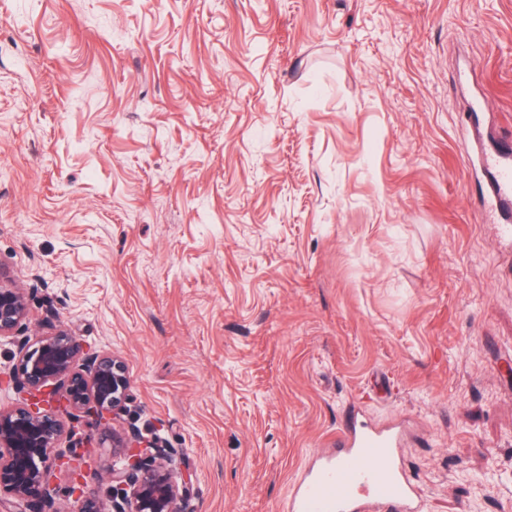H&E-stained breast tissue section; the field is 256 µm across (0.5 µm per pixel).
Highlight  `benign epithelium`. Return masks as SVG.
<instances>
[{
	"mask_svg": "<svg viewBox=\"0 0 512 512\" xmlns=\"http://www.w3.org/2000/svg\"><path fill=\"white\" fill-rule=\"evenodd\" d=\"M27 316L25 293L0 281V339L16 343L21 355L19 367L0 378L18 394L17 406L0 410V490L33 512H57L54 480L64 473L81 499L77 512H187L191 475L173 467L176 450L137 429L112 434L121 461L108 474L110 495L82 496V439L65 430L62 417L79 412L99 426L116 420L129 401L126 368L108 351L84 350L65 329L28 346ZM66 432L69 451L54 452Z\"/></svg>",
	"mask_w": 512,
	"mask_h": 512,
	"instance_id": "obj_1",
	"label": "benign epithelium"
}]
</instances>
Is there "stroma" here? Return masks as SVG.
Masks as SVG:
<instances>
[{
    "label": "stroma",
    "mask_w": 512,
    "mask_h": 512,
    "mask_svg": "<svg viewBox=\"0 0 512 512\" xmlns=\"http://www.w3.org/2000/svg\"><path fill=\"white\" fill-rule=\"evenodd\" d=\"M512 0H0V271L127 366L191 512H284L355 416L512 512ZM84 492L113 457L90 430ZM512 145L503 142L501 147L502 160L496 164L492 193L494 197L511 196L512 197Z\"/></svg>",
    "instance_id": "35a3bbf8"
}]
</instances>
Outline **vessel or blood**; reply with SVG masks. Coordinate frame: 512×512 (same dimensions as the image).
<instances>
[{"label": "vessel or blood", "mask_w": 512, "mask_h": 512, "mask_svg": "<svg viewBox=\"0 0 512 512\" xmlns=\"http://www.w3.org/2000/svg\"><path fill=\"white\" fill-rule=\"evenodd\" d=\"M512 197V144L503 143L492 185ZM400 441L387 429L350 421L335 454L321 457L288 499V512H424L410 477L398 466Z\"/></svg>", "instance_id": "b4317fda"}]
</instances>
